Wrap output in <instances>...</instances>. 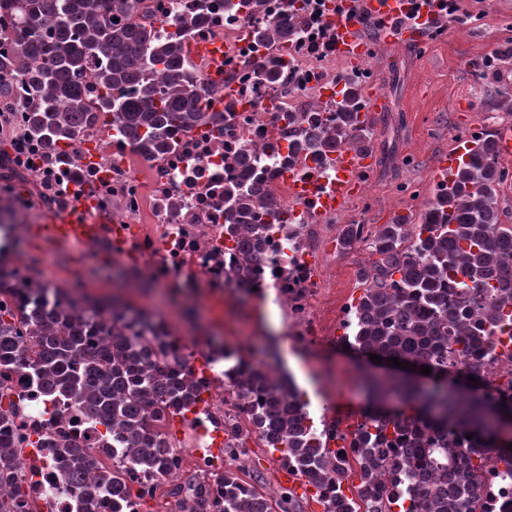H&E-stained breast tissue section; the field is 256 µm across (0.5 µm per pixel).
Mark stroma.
<instances>
[{"mask_svg": "<svg viewBox=\"0 0 512 512\" xmlns=\"http://www.w3.org/2000/svg\"><path fill=\"white\" fill-rule=\"evenodd\" d=\"M360 85L385 99L370 129L375 166L346 211L347 221L364 225L352 250L324 252V286L309 304V316L331 326L344 304L361 294L358 277L369 266V243L392 214L403 210L419 218L434 197L433 173L448 150L474 133H493L512 121V112L492 108L498 91L512 88V0H456L441 32L430 33L417 48L381 45L367 69L356 73L346 64L336 69V83ZM37 222L26 228L22 249L36 273L64 266L76 299L120 296L135 307L163 317L180 334L195 330L220 336L253 363H266L289 374L308 404L315 426L335 421L353 430L368 405L366 375L385 378L389 369L354 352L323 355L331 341L322 336L302 348L289 336L286 317L271 298L228 295L223 302L184 301L173 289L128 278L112 261L91 250L57 255L45 248ZM278 453L249 437L235 465L238 476L268 496L282 493Z\"/></svg>", "mask_w": 512, "mask_h": 512, "instance_id": "1", "label": "stroma"}]
</instances>
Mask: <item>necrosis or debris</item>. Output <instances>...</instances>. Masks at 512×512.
Here are the masks:
<instances>
[{
	"label": "necrosis or debris",
	"mask_w": 512,
	"mask_h": 512,
	"mask_svg": "<svg viewBox=\"0 0 512 512\" xmlns=\"http://www.w3.org/2000/svg\"><path fill=\"white\" fill-rule=\"evenodd\" d=\"M288 0H261L257 11L230 8L228 0H144L135 19L165 37L175 30L170 20H188V37L222 42L228 57L217 72L203 64L189 67L201 85L209 111L223 113L217 125H202L169 136L170 148L141 151L136 142L112 127L95 122L74 140L55 145L17 136L11 167L28 177L41 197V211L67 214L72 204L93 199L100 222L88 248L105 252L127 272L165 283L185 298L199 284L213 295L235 287L234 270L242 243L226 228L231 214L224 203L226 187L248 171L261 174L282 220L267 226L259 259L244 285L273 289L298 336L311 337L307 300L320 287L316 252L323 230L343 222L344 213L315 215L310 201L297 197L292 181L306 182L315 192L328 191L335 177L333 155L294 152L286 113L304 114L307 128L329 130L336 114V30L331 22L335 0H298L299 30L287 42L258 39L256 30L288 11ZM278 61V77L257 75V62ZM239 89L238 100L224 97L225 82ZM31 215L0 205V274L17 287H32L18 251ZM183 353L207 388L195 414L183 423L182 437L168 440L176 450L192 449L201 470H222L215 451L224 445V362L221 350L206 336H184ZM7 386L17 404L11 429L24 455L18 473L40 512H134L113 510L111 496L93 482L71 485L54 451L58 437L72 438L90 449L96 463L111 464L112 440L98 423L79 416L67 402L50 398L29 371L18 368Z\"/></svg>",
	"instance_id": "4bbe7bcc"
}]
</instances>
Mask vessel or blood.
<instances>
[{"mask_svg": "<svg viewBox=\"0 0 512 512\" xmlns=\"http://www.w3.org/2000/svg\"><path fill=\"white\" fill-rule=\"evenodd\" d=\"M442 0H336V53L352 68L362 69L371 45L363 35L365 22L378 25V35L387 44L401 43L407 46L423 44L429 32L446 18ZM190 56L204 62L211 69H218L224 61L222 43L188 42ZM465 149L459 148L446 154L439 163L435 182L448 181L456 173L463 160ZM374 164L371 151L346 149L336 154V179L333 187L311 201L317 211H345L359 194ZM94 204L79 202L73 214L65 218H48L44 224L47 235L73 243L91 238L95 231Z\"/></svg>", "mask_w": 512, "mask_h": 512, "instance_id": "b4317fda", "label": "vessel or blood"}]
</instances>
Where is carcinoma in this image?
Masks as SVG:
<instances>
[{
    "mask_svg": "<svg viewBox=\"0 0 512 512\" xmlns=\"http://www.w3.org/2000/svg\"><path fill=\"white\" fill-rule=\"evenodd\" d=\"M138 0H0L20 23L14 37L0 22V104L28 93L21 132L70 140L77 128L102 118L133 141L149 148L170 147L173 127L192 128L215 121L201 104L200 86L189 72L185 23L166 40L136 23L112 22V12L131 11ZM290 17L261 31L265 38L288 37ZM106 92L98 105L82 95L90 61ZM156 80H146L147 73ZM114 87L133 96L114 100ZM359 85L345 86L336 102V125L320 135L303 129L299 150L333 151L368 147L359 126ZM505 178L493 138L479 141L454 177L427 203L420 222L385 224L372 240L378 258L362 274L363 292L354 304L353 335L340 343L363 356L376 354L428 366L433 385L392 378L375 384L377 393L395 398L400 408L366 411L355 429L344 433L333 422L317 430L306 403L293 386L271 379L262 369L237 358L224 367L226 389L247 413L248 428L224 425V453L233 462L243 433L255 435L280 453L283 462L315 490L324 512H486L493 484H512V449L501 447L494 420L512 415L509 402L486 401L502 384L489 378L487 361H512V224L501 221L497 187ZM234 215L230 231L245 239L247 275L258 252L249 243L262 238L264 224L248 218L259 208L274 210L264 180L254 175L224 190ZM104 310L80 308L72 301L50 310L39 298L31 307L0 303V375L27 366L42 388L60 395L112 433V450L126 466L96 470L86 452L68 439L55 442L75 480L91 476L98 488L124 502L153 492L138 484L136 471L164 479L181 469V456L159 447L163 429L186 418L201 393L181 349L164 328L131 317L128 307L112 308V352L97 344ZM474 376L478 381L471 382ZM460 431L482 443L465 448ZM343 442L352 454H338ZM20 442L0 432V482L12 486L0 499V512H29L17 463ZM358 466L359 484L343 488L349 461ZM224 493L214 497L206 481L170 492L176 508L212 512H272L269 501L230 469L216 474Z\"/></svg>",
    "mask_w": 512,
    "mask_h": 512,
    "instance_id": "1",
    "label": "carcinoma"
}]
</instances>
